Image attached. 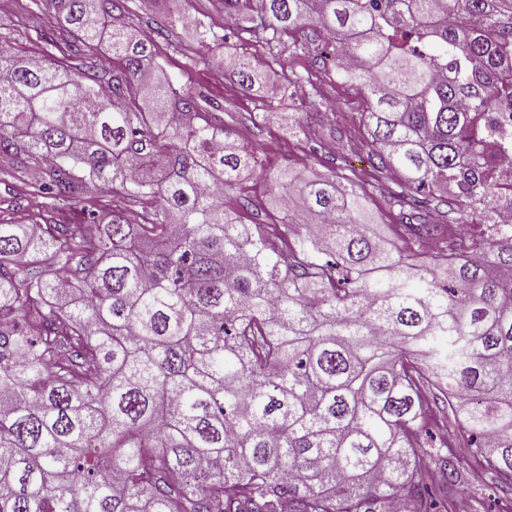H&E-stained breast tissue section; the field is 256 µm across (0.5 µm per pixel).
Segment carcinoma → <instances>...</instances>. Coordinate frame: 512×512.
Masks as SVG:
<instances>
[{
    "mask_svg": "<svg viewBox=\"0 0 512 512\" xmlns=\"http://www.w3.org/2000/svg\"><path fill=\"white\" fill-rule=\"evenodd\" d=\"M260 2L224 0L238 34L335 42L398 205L454 186L487 237L422 215L401 249L366 191L286 165L277 203L299 190L317 232L239 223L255 151L196 122L191 86L146 81L150 36L112 24L117 0H54L51 51L0 47V175H37L61 214L0 224V512H426L429 392L442 447L512 486V0ZM103 57L123 62L107 98ZM232 73L262 77L237 54ZM94 197L90 236L72 212Z\"/></svg>",
    "mask_w": 512,
    "mask_h": 512,
    "instance_id": "carcinoma-1",
    "label": "carcinoma"
}]
</instances>
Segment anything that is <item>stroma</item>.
Masks as SVG:
<instances>
[{
  "mask_svg": "<svg viewBox=\"0 0 512 512\" xmlns=\"http://www.w3.org/2000/svg\"><path fill=\"white\" fill-rule=\"evenodd\" d=\"M181 19L172 34L158 33L163 16L153 0H126V9L114 12L115 22L127 23L152 37V50L160 79L175 84H190L202 90L216 108L202 109L205 120L221 117L232 136L256 149L261 161L243 185L251 200L241 212L245 224H286L285 214L273 205L275 190L267 171L287 165L306 174H337L353 180L370 199L376 223L381 224L393 242H400L406 221L395 194L401 190L399 179L380 169L371 138L360 114L365 104L359 90L336 78L329 64L319 54L320 41L315 30L307 29L292 36H282L280 43L264 46L253 41L231 43V51L256 58L267 65L263 87H242L223 68L201 60L195 30L204 26L221 36L233 29L224 17L219 0H180ZM47 11L29 14L22 6L0 13V47L19 56H40L47 46L40 32ZM293 61L304 76V92L284 97L282 65ZM293 115L302 130L289 133L272 122L256 121L267 111ZM52 214L34 189L16 180L0 181V223L46 224ZM458 461L462 478L448 497L437 499L430 512H512V491H500L487 472L467 454L452 453Z\"/></svg>",
  "mask_w": 512,
  "mask_h": 512,
  "instance_id": "stroma-1",
  "label": "stroma"
}]
</instances>
